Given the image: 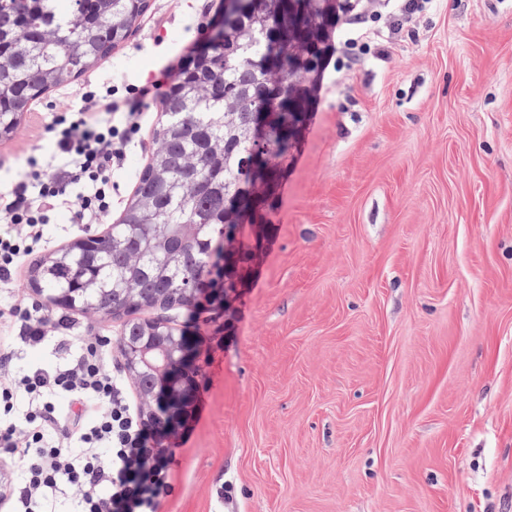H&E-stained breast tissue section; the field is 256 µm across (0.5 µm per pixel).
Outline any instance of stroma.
<instances>
[{
    "label": "stroma",
    "mask_w": 512,
    "mask_h": 512,
    "mask_svg": "<svg viewBox=\"0 0 512 512\" xmlns=\"http://www.w3.org/2000/svg\"><path fill=\"white\" fill-rule=\"evenodd\" d=\"M222 0H150L129 39L0 141V188L56 152L86 85L134 92L186 63ZM223 309L145 307L186 334L192 430L170 429L159 512H512V0H434L417 41L326 68ZM162 95L116 170L113 222L157 144ZM117 340L124 316L65 311ZM230 487L229 498L217 495Z\"/></svg>",
    "instance_id": "1"
}]
</instances>
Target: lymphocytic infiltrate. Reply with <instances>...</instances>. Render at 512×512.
Masks as SVG:
<instances>
[{
  "label": "lymphocytic infiltrate",
  "instance_id": "lymphocytic-infiltrate-1",
  "mask_svg": "<svg viewBox=\"0 0 512 512\" xmlns=\"http://www.w3.org/2000/svg\"><path fill=\"white\" fill-rule=\"evenodd\" d=\"M431 2L398 0L385 19L344 0L341 10L353 31L337 70L386 59L395 42L417 40ZM81 100L76 116L58 115L48 126L58 135L62 168L30 159L27 180L0 195V222L10 227L0 233L1 285L52 246L47 226L58 209L70 208L75 224L112 215V176L138 124L112 123L111 89H86ZM67 327L66 318L37 304L0 302V453L18 477L9 486L12 512H54L63 493L72 496L73 512H158L170 490L173 453L162 445L167 432L148 426L128 399L106 343L73 339ZM49 341L59 363L19 364L18 346Z\"/></svg>",
  "mask_w": 512,
  "mask_h": 512
}]
</instances>
